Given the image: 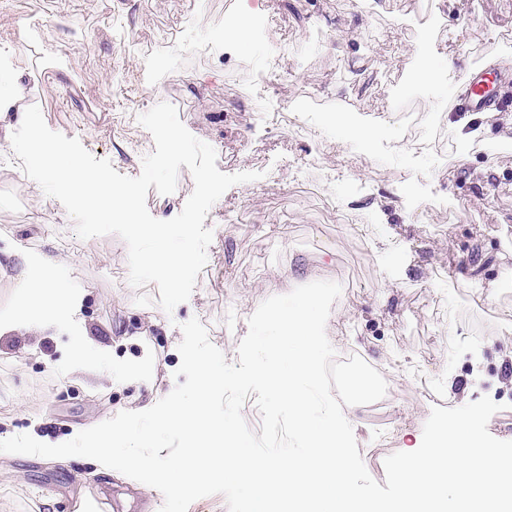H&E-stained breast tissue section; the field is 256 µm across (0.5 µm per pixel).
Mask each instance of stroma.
I'll use <instances>...</instances> for the list:
<instances>
[{
    "instance_id": "stroma-1",
    "label": "stroma",
    "mask_w": 512,
    "mask_h": 512,
    "mask_svg": "<svg viewBox=\"0 0 512 512\" xmlns=\"http://www.w3.org/2000/svg\"><path fill=\"white\" fill-rule=\"evenodd\" d=\"M253 40L225 41L242 10ZM446 19L428 28L426 11ZM431 29L442 87H408L417 40ZM0 51L20 93L47 126L136 177L154 152L140 114L161 102L217 153L227 174L258 171L211 207L207 263L170 326L156 284L129 281L115 234L80 239L51 223L57 199L22 168L0 161V249L47 250L63 262L82 304L33 330L0 332V437L50 438L141 410L142 383L99 372L111 358L149 352L167 391L181 363V324L198 319L227 362L238 360L248 319L270 296L317 280L341 284L326 333L337 355L377 369L385 396L354 409L358 451L384 482L385 458L422 433L433 407L489 396L492 436L512 440V107L473 121L460 143L458 102L472 68L512 94V0H0ZM424 115L437 149L414 152L399 114ZM344 112L372 145L326 120ZM188 168L174 193L149 190L156 219L183 209ZM88 350L70 359L77 341ZM160 512L161 494L96 474L89 458L59 465L0 457V512Z\"/></svg>"
}]
</instances>
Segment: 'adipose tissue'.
Wrapping results in <instances>:
<instances>
[{
  "instance_id": "adipose-tissue-1",
  "label": "adipose tissue",
  "mask_w": 512,
  "mask_h": 512,
  "mask_svg": "<svg viewBox=\"0 0 512 512\" xmlns=\"http://www.w3.org/2000/svg\"><path fill=\"white\" fill-rule=\"evenodd\" d=\"M19 271L17 297L19 313L0 317V329L30 328L53 318L69 305L80 304L85 289H63L59 272L61 264L49 252L31 254L13 248L0 251V271Z\"/></svg>"
}]
</instances>
